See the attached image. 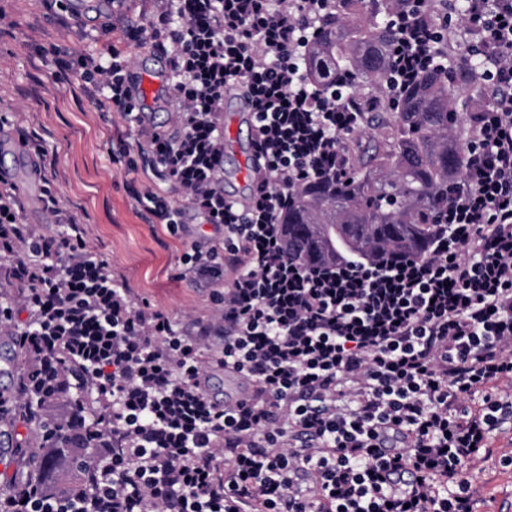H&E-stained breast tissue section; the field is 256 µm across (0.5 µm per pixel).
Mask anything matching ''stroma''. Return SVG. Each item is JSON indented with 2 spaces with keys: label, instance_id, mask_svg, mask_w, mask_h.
<instances>
[{
  "label": "stroma",
  "instance_id": "stroma-1",
  "mask_svg": "<svg viewBox=\"0 0 512 512\" xmlns=\"http://www.w3.org/2000/svg\"><path fill=\"white\" fill-rule=\"evenodd\" d=\"M0 11L10 19L0 27V140L15 141L23 132L47 150L42 174L25 169L21 180L51 183L84 224L87 246L108 261L136 301L167 311L185 327L206 319L213 286L183 276L182 257L192 246L210 247L218 232L189 208L178 230L150 222L128 191L130 183L145 181L128 169L138 152L133 127L121 114L100 108L79 68L65 64L113 46L132 66L150 72L155 51L119 40L108 9L101 19H81L62 0H0ZM252 180L245 154L229 141L222 187L246 196ZM468 476L476 512H512V467L492 458Z\"/></svg>",
  "mask_w": 512,
  "mask_h": 512
}]
</instances>
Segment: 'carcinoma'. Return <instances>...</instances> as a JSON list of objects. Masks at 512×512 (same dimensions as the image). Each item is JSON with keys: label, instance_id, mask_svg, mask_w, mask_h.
Wrapping results in <instances>:
<instances>
[{"label": "carcinoma", "instance_id": "carcinoma-1", "mask_svg": "<svg viewBox=\"0 0 512 512\" xmlns=\"http://www.w3.org/2000/svg\"><path fill=\"white\" fill-rule=\"evenodd\" d=\"M340 2L342 7L316 21L304 74L324 92L344 85L379 90L388 81L387 19L394 4ZM454 114L448 73L438 69L406 89L401 111L371 113L347 174L306 186L282 218L293 254L312 264L344 252L422 255L432 213L448 200V183L466 167V151L452 135Z\"/></svg>", "mask_w": 512, "mask_h": 512}]
</instances>
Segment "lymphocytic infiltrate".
<instances>
[{
  "instance_id": "f902f5d3",
  "label": "lymphocytic infiltrate",
  "mask_w": 512,
  "mask_h": 512,
  "mask_svg": "<svg viewBox=\"0 0 512 512\" xmlns=\"http://www.w3.org/2000/svg\"><path fill=\"white\" fill-rule=\"evenodd\" d=\"M112 28L169 56L179 102L170 133L137 121L139 158L158 188L134 190L153 223L176 228L181 202L222 234L193 247L185 273L216 283L196 333L133 300L46 187L66 236L25 223L0 177V259L15 291L0 338L27 371L11 409L28 422L64 389L101 405L78 445L82 485L7 477L0 512H474L464 470L512 429V0H394L383 94L321 92L302 76L312 23L334 0H152ZM481 57L491 100L471 113L467 165L448 186L424 255L353 254L311 267L282 224L310 181L346 175L347 140L366 108L397 111L421 72L444 67L459 38ZM85 83L133 117L119 51L81 61ZM244 87L256 123L253 191L220 185L227 86ZM25 323H18L19 314ZM246 396L212 403L214 369Z\"/></svg>"
}]
</instances>
